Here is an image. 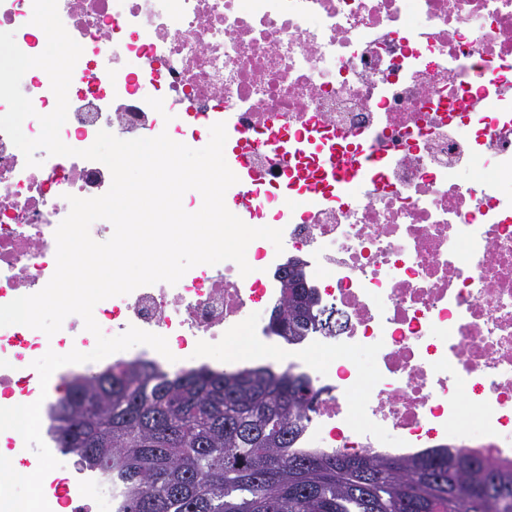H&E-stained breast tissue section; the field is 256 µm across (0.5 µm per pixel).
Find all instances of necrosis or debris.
Segmentation results:
<instances>
[{
	"mask_svg": "<svg viewBox=\"0 0 512 512\" xmlns=\"http://www.w3.org/2000/svg\"><path fill=\"white\" fill-rule=\"evenodd\" d=\"M58 12L83 49L62 140L80 150L102 130L165 132L199 149L225 123L238 178L225 205L282 230L283 248L259 245L245 276L232 261L201 264L177 284L99 302L105 335L136 326L165 336L170 357L137 345L57 376L136 360L171 373L219 355L233 370L243 355L224 339L240 336L252 361L276 351L317 391L300 447L380 454L395 434L400 456L444 440L512 469V0H58ZM32 14L33 0H0V28L35 56ZM35 156L26 166L0 132V305L52 278L68 196L111 185L100 162ZM476 163L483 181L456 178ZM284 193L301 204L281 205ZM293 258L320 307L340 315L336 334L290 342L271 329ZM95 345L76 315L51 336L0 327V397L33 395L32 363L47 351ZM315 348L333 362H313ZM355 351L373 356V386L358 400ZM48 505L112 512V487L67 477Z\"/></svg>",
	"mask_w": 512,
	"mask_h": 512,
	"instance_id": "1",
	"label": "necrosis or debris"
}]
</instances>
